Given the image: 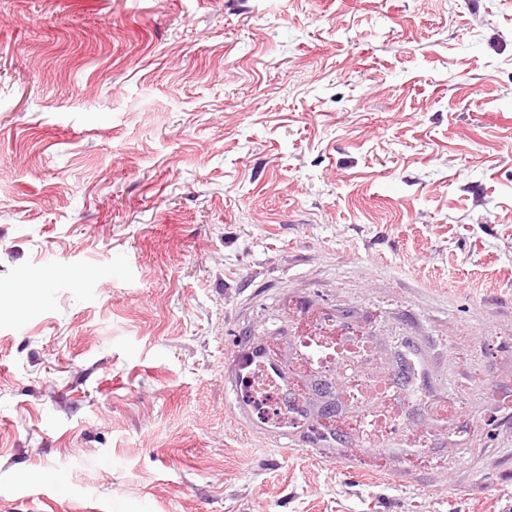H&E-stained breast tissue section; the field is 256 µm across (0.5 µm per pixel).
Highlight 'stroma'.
I'll return each mask as SVG.
<instances>
[{"mask_svg": "<svg viewBox=\"0 0 512 512\" xmlns=\"http://www.w3.org/2000/svg\"><path fill=\"white\" fill-rule=\"evenodd\" d=\"M468 428L234 417L300 312ZM512 0H0V512H512Z\"/></svg>", "mask_w": 512, "mask_h": 512, "instance_id": "35a3bbf8", "label": "stroma"}]
</instances>
